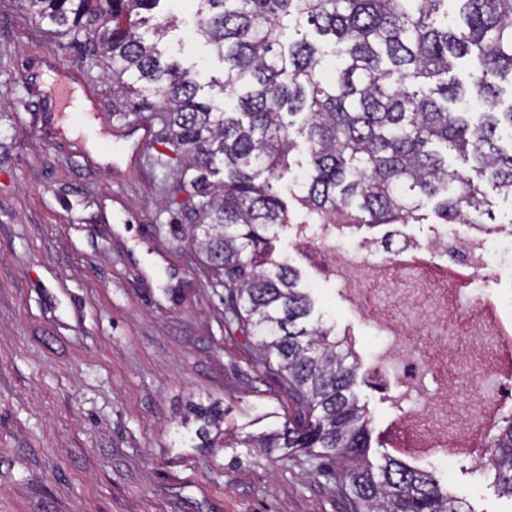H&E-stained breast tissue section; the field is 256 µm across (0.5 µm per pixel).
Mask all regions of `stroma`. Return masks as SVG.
<instances>
[{
	"label": "stroma",
	"mask_w": 512,
	"mask_h": 512,
	"mask_svg": "<svg viewBox=\"0 0 512 512\" xmlns=\"http://www.w3.org/2000/svg\"><path fill=\"white\" fill-rule=\"evenodd\" d=\"M195 11L194 0H162L176 27L159 48L205 84L224 64ZM38 59L80 72L104 122L136 119L113 111L105 65L0 0V512H345L305 456L284 467L224 444L293 404L273 375L249 368L251 347L224 327V288L187 240L189 217L165 205L183 174L163 154L161 113L144 167L116 181L43 134L22 71ZM313 292L359 354L371 460L432 473L471 512H512L468 455L442 465L400 438L413 391L375 376L381 342L340 285ZM193 404L217 411L220 429L198 435Z\"/></svg>",
	"instance_id": "35a3bbf8"
}]
</instances>
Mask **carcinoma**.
<instances>
[{"mask_svg": "<svg viewBox=\"0 0 512 512\" xmlns=\"http://www.w3.org/2000/svg\"><path fill=\"white\" fill-rule=\"evenodd\" d=\"M20 2L112 70L115 111L165 113L189 240L255 367L295 406L252 447L315 461L346 512H467L432 475L369 459L353 345L315 315L271 239L291 224H406L428 204L445 224H480L476 176L512 198V0H196L224 61L205 87L161 60L173 26L155 21L161 0ZM297 169L293 213L277 183ZM488 447L486 471L512 498V415Z\"/></svg>", "mask_w": 512, "mask_h": 512, "instance_id": "obj_1", "label": "carcinoma"}]
</instances>
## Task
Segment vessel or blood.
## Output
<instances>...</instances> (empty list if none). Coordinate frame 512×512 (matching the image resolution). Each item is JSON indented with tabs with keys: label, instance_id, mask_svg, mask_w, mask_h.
I'll return each instance as SVG.
<instances>
[{
	"label": "vessel or blood",
	"instance_id": "vessel-or-blood-1",
	"mask_svg": "<svg viewBox=\"0 0 512 512\" xmlns=\"http://www.w3.org/2000/svg\"><path fill=\"white\" fill-rule=\"evenodd\" d=\"M32 95L39 98L41 129L52 139H73L85 145L98 139L103 147L90 157L93 165L110 164L119 178L138 172L140 162L155 139L154 127L148 122L122 124L103 132L97 125L98 106L92 95H79V77L74 70L59 66L34 71Z\"/></svg>",
	"mask_w": 512,
	"mask_h": 512
}]
</instances>
